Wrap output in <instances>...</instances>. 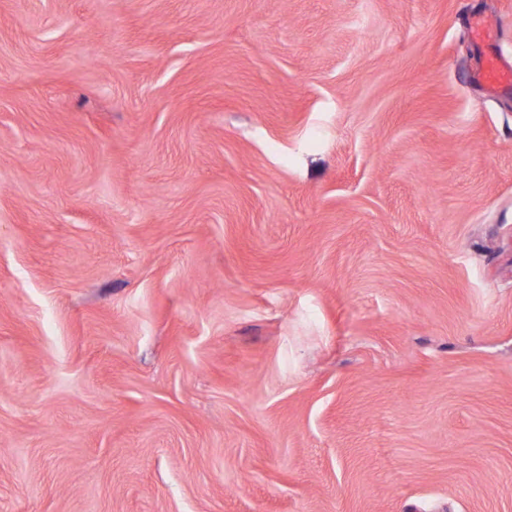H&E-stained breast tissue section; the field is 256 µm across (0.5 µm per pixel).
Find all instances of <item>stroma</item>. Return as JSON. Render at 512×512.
<instances>
[{
    "instance_id": "obj_1",
    "label": "stroma",
    "mask_w": 512,
    "mask_h": 512,
    "mask_svg": "<svg viewBox=\"0 0 512 512\" xmlns=\"http://www.w3.org/2000/svg\"><path fill=\"white\" fill-rule=\"evenodd\" d=\"M493 54L512 0H0V512H512Z\"/></svg>"
}]
</instances>
